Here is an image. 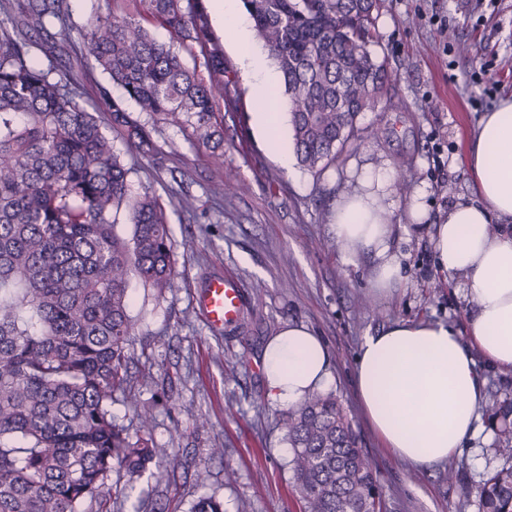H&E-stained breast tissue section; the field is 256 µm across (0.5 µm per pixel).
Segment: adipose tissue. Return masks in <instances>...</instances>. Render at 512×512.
Segmentation results:
<instances>
[{
	"instance_id": "adipose-tissue-1",
	"label": "adipose tissue",
	"mask_w": 512,
	"mask_h": 512,
	"mask_svg": "<svg viewBox=\"0 0 512 512\" xmlns=\"http://www.w3.org/2000/svg\"><path fill=\"white\" fill-rule=\"evenodd\" d=\"M214 2L254 94L270 98L278 77L255 51L239 0ZM469 168L477 198L452 205L435 225L432 242L440 267L464 277L476 297L471 345L447 323L398 320L365 337L355 358L354 384L369 424L393 456L419 468L447 462L480 431L486 403L475 353L512 371V97L480 117ZM388 182L386 170H364L357 188L331 213L334 236L346 253L375 251L372 286L380 295L390 294L400 279V267L388 254ZM495 221L499 230L489 231ZM262 361L268 393L283 405L298 404L332 381L325 343L303 325L285 326L269 339Z\"/></svg>"
}]
</instances>
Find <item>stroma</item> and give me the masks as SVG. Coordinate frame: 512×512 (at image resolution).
<instances>
[{"instance_id": "1", "label": "stroma", "mask_w": 512, "mask_h": 512, "mask_svg": "<svg viewBox=\"0 0 512 512\" xmlns=\"http://www.w3.org/2000/svg\"><path fill=\"white\" fill-rule=\"evenodd\" d=\"M62 10L74 55L84 51L80 31L109 13L139 20L161 42L174 41L142 0H62ZM374 17L369 51L391 75V86L360 114L354 136L323 171L295 160L282 165L257 131L259 106L222 24L211 28L232 68L239 103L236 111H216L224 127L219 153L199 147L178 127L151 125L126 104L130 120L148 125L156 147L151 156L128 158L132 188L167 203L177 270L174 288L160 300L131 280L135 335L128 355L135 376H151L135 393L154 413L156 459L183 465L159 486L112 469L98 494L107 512H192L204 496L222 502L224 512H300L277 425L281 406L268 397L262 372L268 339L288 324L308 327L331 353L329 390L378 474L387 512H482V483L507 466L488 425L448 463L412 469L382 448L353 381L360 343L393 321H442L461 337L470 333L475 298L464 278L439 269L431 234L450 206L476 199L468 165L473 131L484 112L512 96V0H378ZM484 64L496 71L498 88L486 90ZM370 164L408 184L407 194L390 193L396 226L390 253L402 282L388 298L371 291L373 252L348 255L330 224L337 200ZM229 170L239 189L224 198L217 189ZM185 198L192 210L181 208ZM419 200L427 217L417 222L411 212ZM224 271L237 276L253 318L244 329L216 334L196 296L206 277ZM202 419L209 427L200 431ZM218 446L220 458L211 454ZM231 469L233 482L224 478Z\"/></svg>"}]
</instances>
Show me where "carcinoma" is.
<instances>
[{"mask_svg": "<svg viewBox=\"0 0 512 512\" xmlns=\"http://www.w3.org/2000/svg\"><path fill=\"white\" fill-rule=\"evenodd\" d=\"M179 46L138 21L98 17L80 33L87 55L155 122L190 126L198 144L220 147L212 123L233 105L224 54L203 0H145ZM258 36L280 69L293 148L302 166L336 162L360 113L385 91L387 74L368 46L375 2L245 0ZM0 30V512H91L112 468L151 472L168 483L180 462H155L153 415L137 410L136 437L112 419L113 398H132L128 314L132 278L162 297L176 277L165 207L136 193L100 117L80 103L70 62L29 63L43 44L69 55L49 29L66 28L60 0L4 6ZM200 55L203 79L182 52ZM127 127L126 153L152 154L145 127L123 103L105 102ZM127 214L130 238L115 232ZM512 458V400L487 407ZM292 448L293 486L304 512H384L377 474L333 394L308 393L278 414ZM483 512H512V466L487 477Z\"/></svg>", "mask_w": 512, "mask_h": 512, "instance_id": "1", "label": "carcinoma"}]
</instances>
